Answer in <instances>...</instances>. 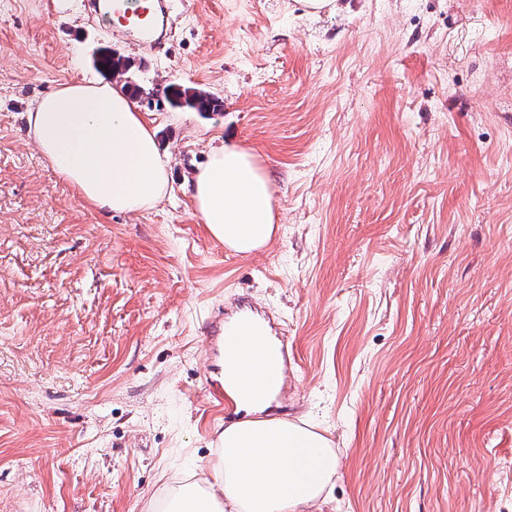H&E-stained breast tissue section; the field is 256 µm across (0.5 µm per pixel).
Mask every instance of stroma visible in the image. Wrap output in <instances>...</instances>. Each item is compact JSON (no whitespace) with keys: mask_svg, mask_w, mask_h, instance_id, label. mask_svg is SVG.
<instances>
[{"mask_svg":"<svg viewBox=\"0 0 512 512\" xmlns=\"http://www.w3.org/2000/svg\"><path fill=\"white\" fill-rule=\"evenodd\" d=\"M157 48L85 0H0V512H150L202 471L208 321L279 324L274 412L329 437L321 512H512V0H175ZM117 49L170 178L114 214L41 158L28 112ZM178 83L220 98L175 109ZM233 140L276 231L214 239L191 179Z\"/></svg>","mask_w":512,"mask_h":512,"instance_id":"35a3bbf8","label":"stroma"}]
</instances>
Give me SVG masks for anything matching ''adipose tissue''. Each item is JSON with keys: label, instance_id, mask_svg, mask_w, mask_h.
I'll use <instances>...</instances> for the list:
<instances>
[{"label": "adipose tissue", "instance_id": "ef3b65f1", "mask_svg": "<svg viewBox=\"0 0 512 512\" xmlns=\"http://www.w3.org/2000/svg\"><path fill=\"white\" fill-rule=\"evenodd\" d=\"M29 126L41 157L85 200L115 213L160 202L168 174L155 134L127 93L72 81L38 100ZM193 197L210 233L239 254L275 233L274 192L254 154L228 142L197 171ZM265 343L250 331L225 351L221 381L245 417L225 427L208 475L171 484L159 512H312L339 468L336 450L305 425L272 416L281 371L267 370Z\"/></svg>", "mask_w": 512, "mask_h": 512}]
</instances>
